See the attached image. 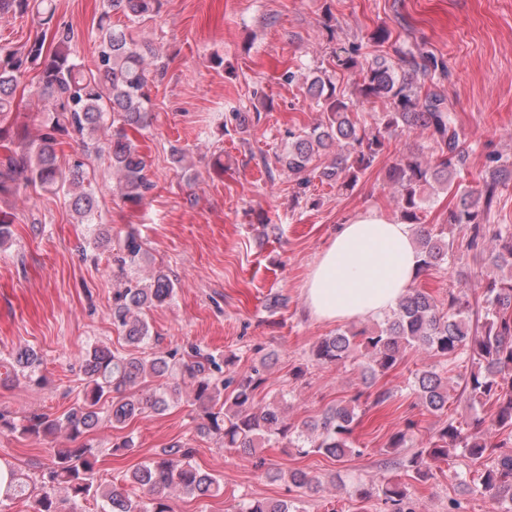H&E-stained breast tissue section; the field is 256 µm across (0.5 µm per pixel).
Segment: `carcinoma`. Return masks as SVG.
Instances as JSON below:
<instances>
[{"instance_id":"1","label":"carcinoma","mask_w":512,"mask_h":512,"mask_svg":"<svg viewBox=\"0 0 512 512\" xmlns=\"http://www.w3.org/2000/svg\"><path fill=\"white\" fill-rule=\"evenodd\" d=\"M161 0H106L98 18V39L92 64L75 58V32L69 25L54 28L51 46L36 39L19 49L0 48V196L17 194L29 187L46 192L63 191L73 211L88 224L94 223L96 192L86 164L76 157L61 165L58 147L64 138L79 141L85 154L103 155L109 161L116 189L125 203L138 206L155 188L150 165L135 134L149 125L150 86L163 79L165 66L149 70L142 47L125 28L112 25V15L120 13L135 23L159 13ZM56 0H0V18L31 15L42 25L53 21ZM393 65L375 58L360 66L355 52L336 54V68L361 67L360 95L380 102L385 111L376 115L375 130L360 131L351 119L355 104L336 94L326 75L308 80L307 93L323 109L322 122L299 134L288 133V150L275 160L295 178L300 189L314 179L334 182L341 189L355 186L358 174L371 166L385 140L401 126H420L432 131L430 160L412 156L393 167L401 189V219L417 226L416 244L420 264L416 277L451 260L462 261L463 250L448 237V229L469 231L466 251L485 255L497 269H508L507 278H488L475 301L466 289L448 291L438 301L423 288L413 287L373 327L339 329L319 339L311 358L321 365L355 362L354 351L368 359L366 371L372 377L385 375L398 366L409 350L462 361L468 372L455 382L434 369L415 374L414 391L427 412L445 417L430 432L420 448L403 457L406 476L425 481L431 464L448 460L450 451L473 461L493 460L474 482L475 491L495 499L500 512H512V226L486 224L499 188L512 181V164H501L492 156L493 170L482 187L464 188L456 182L468 159L448 110L445 97L437 89L422 90L429 74L445 72L444 62L432 54L396 51ZM30 71L38 73L31 98L43 103L34 112L24 113L16 124L13 112L22 100L17 88ZM334 153L328 164L320 158ZM456 189L460 201L448 211L447 223L424 224L420 217L421 190L430 183ZM14 236L13 214L0 210V247ZM146 250L138 234L131 230L112 248V272L120 286L112 293V324L121 330L129 350L95 345L84 364L87 386L83 398L59 417L33 414L18 425L0 412V433L7 430L24 438L53 439L66 433L73 448L55 449L52 466L39 479L24 478L7 466V480L0 484V507L4 502L25 497L31 512H62L58 496L101 501V512H172L170 494L200 498L215 497L224 487L223 479L199 469L187 445L176 442L170 450L130 472L127 481L145 490L148 499H134L115 484L94 482L98 462L91 445L83 442L102 419L114 428L148 411L168 408L169 397L188 388L186 402L199 408L195 431L226 450L250 452L266 443L288 440L300 455L320 453L340 459L351 450L350 437L361 412L358 393L328 408L320 417L296 427L271 404L255 402L256 391L266 382L265 371L256 367L239 374L233 370L234 353L215 355L197 347L181 352L158 351L150 357L137 349L150 337L144 310L170 302L175 282L159 267L148 277L138 275ZM40 359L31 348L13 354L0 367V383L5 385L24 372L41 383L37 375ZM460 387L473 411L466 425L446 418L451 385ZM416 423L394 433L390 449L408 447ZM507 433L497 444L488 440L489 430ZM287 481L296 488L318 484L302 470L287 472ZM378 497L388 512H414L407 484L383 479ZM235 512H302L293 500L246 499Z\"/></svg>"}]
</instances>
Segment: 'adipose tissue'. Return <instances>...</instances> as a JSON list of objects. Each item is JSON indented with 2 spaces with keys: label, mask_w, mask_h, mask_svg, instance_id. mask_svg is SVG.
<instances>
[{
  "label": "adipose tissue",
  "mask_w": 512,
  "mask_h": 512,
  "mask_svg": "<svg viewBox=\"0 0 512 512\" xmlns=\"http://www.w3.org/2000/svg\"><path fill=\"white\" fill-rule=\"evenodd\" d=\"M418 264L410 225L367 210L337 228L308 276L306 304L327 322L379 317L411 287Z\"/></svg>",
  "instance_id": "1"
}]
</instances>
